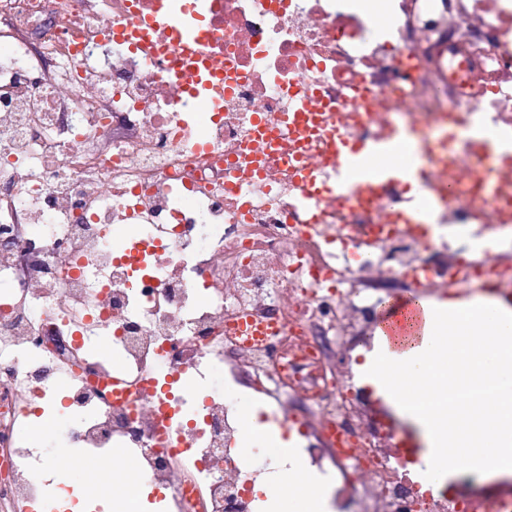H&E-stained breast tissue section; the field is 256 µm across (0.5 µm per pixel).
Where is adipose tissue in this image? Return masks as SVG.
<instances>
[{"mask_svg": "<svg viewBox=\"0 0 512 512\" xmlns=\"http://www.w3.org/2000/svg\"><path fill=\"white\" fill-rule=\"evenodd\" d=\"M421 333L363 363L371 382L412 425L428 459L453 458L479 480L512 478V352L494 342L512 336V305L478 293L424 304ZM496 373V415L474 406Z\"/></svg>", "mask_w": 512, "mask_h": 512, "instance_id": "1", "label": "adipose tissue"}]
</instances>
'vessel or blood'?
<instances>
[{
  "label": "vessel or blood",
  "instance_id": "1",
  "mask_svg": "<svg viewBox=\"0 0 512 512\" xmlns=\"http://www.w3.org/2000/svg\"><path fill=\"white\" fill-rule=\"evenodd\" d=\"M453 143L454 136L448 132L434 137L405 131L381 141L338 139L336 161L339 178L332 192L350 204L367 197L378 185L386 182L416 184L432 163L446 159ZM448 194L445 187L430 193L428 204L406 211V224L428 228L429 211L443 206ZM419 300V295L413 294L382 306L380 327L385 336L393 340L418 332L423 314Z\"/></svg>",
  "mask_w": 512,
  "mask_h": 512
}]
</instances>
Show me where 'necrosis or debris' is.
I'll list each match as a JSON object with an SVG mask.
<instances>
[{
    "label": "necrosis or debris",
    "instance_id": "necrosis-or-debris-1",
    "mask_svg": "<svg viewBox=\"0 0 512 512\" xmlns=\"http://www.w3.org/2000/svg\"><path fill=\"white\" fill-rule=\"evenodd\" d=\"M300 98L321 123L294 124ZM481 111L512 128V0H0V427L64 399L71 446L136 460L87 484L112 512L143 481L169 512H262L296 488L243 452L248 406L297 435L331 512H512L511 491L467 478L431 493L354 370L381 283L511 288L512 254L435 251L396 183L306 208L298 176L334 182L330 139L466 130ZM479 167L463 143L427 171L459 188L436 222L511 237L512 156L494 198ZM248 320L271 333L247 339ZM97 336L122 373L91 355ZM49 466L18 438L0 496H39Z\"/></svg>",
    "mask_w": 512,
    "mask_h": 512
}]
</instances>
